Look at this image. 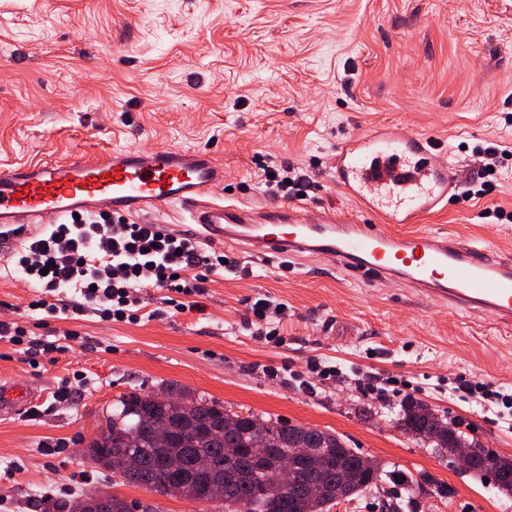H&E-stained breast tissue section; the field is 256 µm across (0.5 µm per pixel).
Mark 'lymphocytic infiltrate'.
<instances>
[{
    "label": "lymphocytic infiltrate",
    "instance_id": "1",
    "mask_svg": "<svg viewBox=\"0 0 512 512\" xmlns=\"http://www.w3.org/2000/svg\"><path fill=\"white\" fill-rule=\"evenodd\" d=\"M224 260V254L203 251L192 236L102 213L50 225L39 244L20 252L17 265L45 292L74 285L82 296L72 304L40 299L32 309L53 317L89 305L104 319L135 322L143 289L202 294L208 274L223 268Z\"/></svg>",
    "mask_w": 512,
    "mask_h": 512
}]
</instances>
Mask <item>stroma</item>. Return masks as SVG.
<instances>
[{"label":"stroma","mask_w":512,"mask_h":512,"mask_svg":"<svg viewBox=\"0 0 512 512\" xmlns=\"http://www.w3.org/2000/svg\"><path fill=\"white\" fill-rule=\"evenodd\" d=\"M381 124L432 137L455 169L460 201L419 229L512 250V223L485 215L512 211V159L491 195L475 194L482 147L512 144V0H0V164L207 148L224 164L218 196L277 203L266 173L288 168L309 182L311 210L333 203L351 215L334 148ZM11 252L0 247V321L29 336L0 340V378L43 402L0 418V512H46L91 489L150 512H215L122 484L85 451L119 395L171 383L336 432L376 460L379 488L330 512H385L407 484L411 512H512L395 423L401 403L420 401L512 455V429L454 390L461 380L512 390V326L324 261L244 256L210 275L196 311L151 289L135 323L90 308L47 318L30 310L42 293ZM261 298L278 340L257 334ZM51 341L57 350L45 351Z\"/></svg>","instance_id":"35a3bbf8"}]
</instances>
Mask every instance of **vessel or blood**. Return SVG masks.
<instances>
[{
    "instance_id": "b4317fda",
    "label": "vessel or blood",
    "mask_w": 512,
    "mask_h": 512,
    "mask_svg": "<svg viewBox=\"0 0 512 512\" xmlns=\"http://www.w3.org/2000/svg\"><path fill=\"white\" fill-rule=\"evenodd\" d=\"M433 140L380 125L336 145L334 180L362 214L324 207L309 221L294 202L216 200L224 166L210 151L120 148L90 157L0 165V244L41 240L46 223L107 207L122 217L188 213L207 244L260 259H324L358 277L394 279L470 315L512 323V254L415 230L458 196L452 165L433 164Z\"/></svg>"
}]
</instances>
